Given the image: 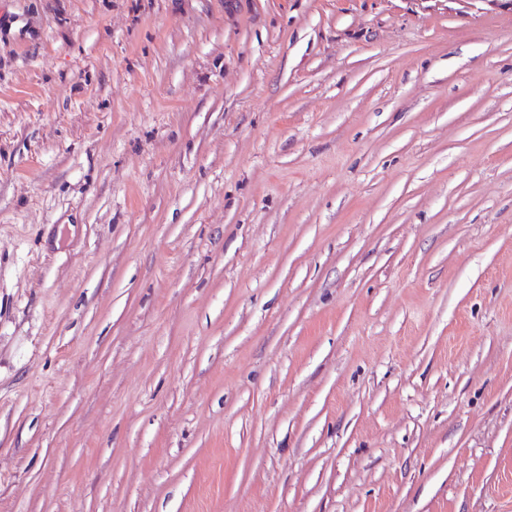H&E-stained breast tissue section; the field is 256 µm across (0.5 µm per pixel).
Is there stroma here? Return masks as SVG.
Listing matches in <instances>:
<instances>
[{"label":"stroma","mask_w":512,"mask_h":512,"mask_svg":"<svg viewBox=\"0 0 512 512\" xmlns=\"http://www.w3.org/2000/svg\"><path fill=\"white\" fill-rule=\"evenodd\" d=\"M0 512H512V0H0Z\"/></svg>","instance_id":"1"}]
</instances>
